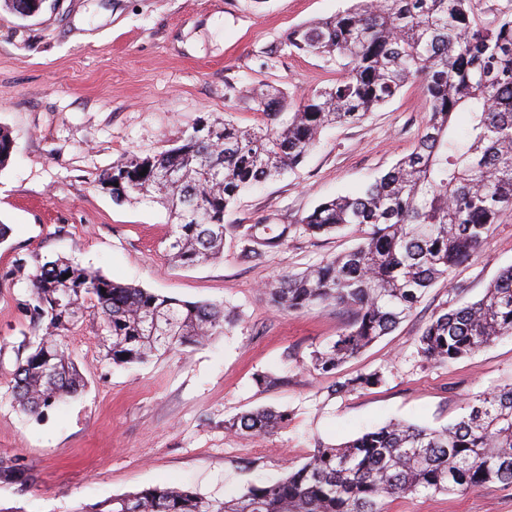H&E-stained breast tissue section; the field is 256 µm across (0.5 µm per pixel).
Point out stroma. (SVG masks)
<instances>
[{"label":"stroma","instance_id":"stroma-1","mask_svg":"<svg viewBox=\"0 0 512 512\" xmlns=\"http://www.w3.org/2000/svg\"><path fill=\"white\" fill-rule=\"evenodd\" d=\"M351 0H48L37 17L0 8V127L14 147L0 168V457L20 458L32 484L0 485L8 512H76L155 485L227 498L275 481L316 445L337 446L391 420L437 427L469 398L512 383V336L436 366L417 338L440 306L479 298L512 264V215L481 252L435 285L414 313L337 376L381 370L382 385L331 392L335 376L309 367L349 316L335 306L279 312L268 286L354 247L358 227L314 238L303 232L260 259L226 236L221 259L180 266L166 259L167 210L149 200L113 202L99 175L130 153L179 144L201 123L232 115L262 123L255 98L279 88L297 99L326 84L333 64L281 52L288 29L348 8ZM429 104L418 85L352 126L321 135L304 162L243 193L229 224L272 231L300 223L321 201L364 188L415 146ZM66 258L114 282L235 310L241 321L208 344L116 367L101 321L84 317L63 342L87 384L43 420L15 406L9 386L25 342L41 335L26 311L31 285L15 271ZM259 372L274 386L260 387ZM257 408L291 413L261 438L231 434L224 420ZM384 512H512V487L487 484L455 495L395 496Z\"/></svg>","mask_w":512,"mask_h":512}]
</instances>
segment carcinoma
I'll return each mask as SVG.
<instances>
[{
  "mask_svg": "<svg viewBox=\"0 0 512 512\" xmlns=\"http://www.w3.org/2000/svg\"><path fill=\"white\" fill-rule=\"evenodd\" d=\"M27 17L42 0H0ZM479 0H356L351 7L288 30L291 55L336 63V79L283 111L280 89L260 93L266 122L224 120L193 128L182 143L155 154H132L112 165L99 186L121 204L153 195L166 203L168 256L195 265L221 257L231 230L246 254L274 247L291 231L258 239L259 226H232L224 215L240 193L296 168L321 132L355 124L420 82L429 119L414 149L360 192L339 194L302 218L310 236L349 225L364 229L354 247L303 272H285L268 285L273 305L297 313L336 305L351 313L337 339L311 354L312 369L334 374L411 316L429 289L477 256L492 226L512 213V4L482 23ZM467 117L458 129L457 117ZM13 138L0 128V168ZM148 171H143V168ZM177 168L175 180L166 178ZM68 278H63V275ZM31 317L45 333L28 342L10 392L27 414L42 417L85 388L62 344L83 317L85 303L111 337L117 366L141 364L160 352L198 345L230 332L239 318L224 306L191 303L116 283L63 259L28 274ZM512 336V265L483 296L432 314L418 353L438 365ZM380 371L337 381L332 391L380 385ZM285 411L261 409L224 421L252 437L288 424ZM32 474L18 458L0 457V484H26ZM488 483L512 485V383L478 395L454 422L439 428L391 421L337 447L317 446L299 466L273 482L250 484L220 499L192 489L157 485L115 496L91 512H382L394 495L467 491Z\"/></svg>",
  "mask_w": 512,
  "mask_h": 512,
  "instance_id": "obj_1",
  "label": "carcinoma"
}]
</instances>
